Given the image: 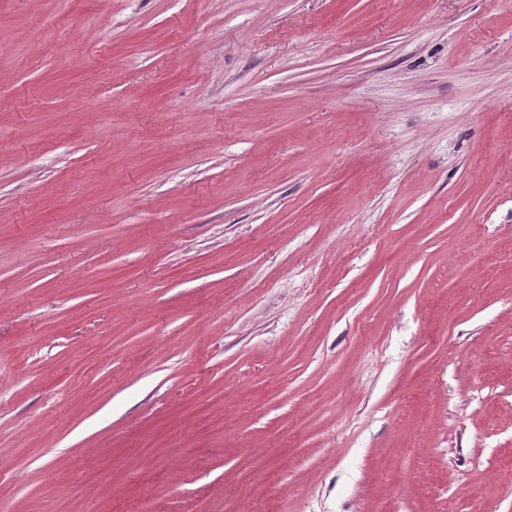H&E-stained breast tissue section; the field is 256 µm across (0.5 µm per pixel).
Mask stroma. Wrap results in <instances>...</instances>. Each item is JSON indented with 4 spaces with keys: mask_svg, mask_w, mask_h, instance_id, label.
I'll list each match as a JSON object with an SVG mask.
<instances>
[{
    "mask_svg": "<svg viewBox=\"0 0 512 512\" xmlns=\"http://www.w3.org/2000/svg\"><path fill=\"white\" fill-rule=\"evenodd\" d=\"M512 512V0H0V512Z\"/></svg>",
    "mask_w": 512,
    "mask_h": 512,
    "instance_id": "stroma-1",
    "label": "stroma"
}]
</instances>
